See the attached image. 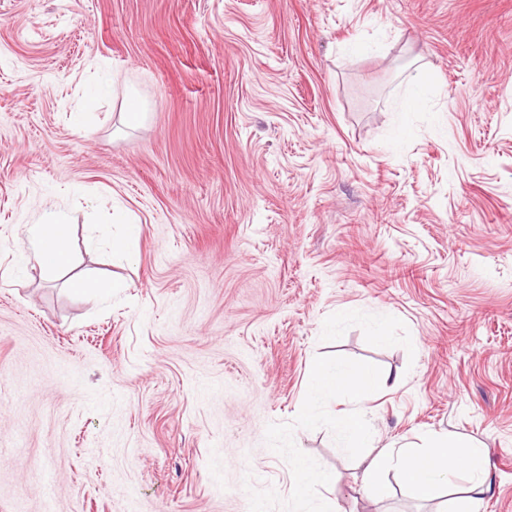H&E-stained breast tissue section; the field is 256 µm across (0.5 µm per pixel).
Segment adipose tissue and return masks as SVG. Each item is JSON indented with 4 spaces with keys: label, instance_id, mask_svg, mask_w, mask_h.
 I'll return each instance as SVG.
<instances>
[{
    "label": "adipose tissue",
    "instance_id": "ef3b65f1",
    "mask_svg": "<svg viewBox=\"0 0 512 512\" xmlns=\"http://www.w3.org/2000/svg\"><path fill=\"white\" fill-rule=\"evenodd\" d=\"M70 260L69 229L64 212L46 213L38 223L28 225L19 250L21 270L37 267L43 273L53 274ZM396 383V378L390 374L338 363H313L307 376V390L315 399L348 391L363 401L390 390ZM391 464L414 494L424 500L435 498L457 474H465L469 481L468 494L455 501L452 512H480L482 497L490 488L481 450L473 447L466 453H458L455 441L446 435L431 436L427 445L407 447L394 455L382 451L369 454L364 481L373 486L376 496L386 497L391 493L389 486L381 481L383 471Z\"/></svg>",
    "mask_w": 512,
    "mask_h": 512
}]
</instances>
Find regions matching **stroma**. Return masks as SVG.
Listing matches in <instances>:
<instances>
[{
  "label": "stroma",
  "mask_w": 512,
  "mask_h": 512,
  "mask_svg": "<svg viewBox=\"0 0 512 512\" xmlns=\"http://www.w3.org/2000/svg\"><path fill=\"white\" fill-rule=\"evenodd\" d=\"M55 208L70 267L17 273ZM315 361L399 383L312 402ZM348 413L512 512V0H0V512H450L364 491ZM126 231L121 236H112V251L125 258L132 257L137 248L139 230L136 224H125ZM128 283L123 279H86L77 284L75 288L78 292L88 295L101 296L108 298L113 293H119L128 288ZM336 435L352 448H370L369 433L360 415L352 414L336 422ZM296 463L299 473V492L301 494H305L316 487L328 485L335 479V477L327 471L309 467L302 458H297Z\"/></svg>",
  "instance_id": "35a3bbf8"
}]
</instances>
